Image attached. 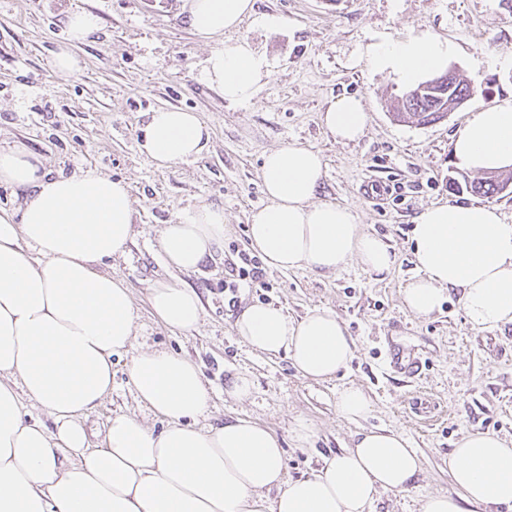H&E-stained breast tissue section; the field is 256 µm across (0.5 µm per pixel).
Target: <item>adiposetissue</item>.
Wrapping results in <instances>:
<instances>
[{"instance_id": "1", "label": "adipose tissue", "mask_w": 512, "mask_h": 512, "mask_svg": "<svg viewBox=\"0 0 512 512\" xmlns=\"http://www.w3.org/2000/svg\"><path fill=\"white\" fill-rule=\"evenodd\" d=\"M187 21L202 41H217L199 80L234 104L251 103L271 75V63L245 38L225 32L251 16L255 0H185ZM71 42L54 55L66 75L79 60L72 43L99 28L88 11L67 14ZM455 48L427 30L368 44L370 72L404 86L445 71ZM336 141L359 139L367 112L360 98H336L321 116ZM210 129L197 113L151 112L138 147L157 167L200 156ZM456 164L468 171L512 169V95L476 107L452 141ZM324 177L318 151L284 144L263 155L267 198L251 213L248 239L270 268L336 272L350 261L383 273L394 263L389 246L361 230L347 206L316 201ZM23 191L21 205L0 213V512H367L382 492L410 489L422 472L417 452L400 434L365 429L351 448L319 472L284 476L283 450L266 427L243 418L207 429L196 418L212 394L198 367L164 349L133 351L136 310L130 288L104 272L133 238L126 182L92 170L52 176L21 146L0 147V183ZM223 205L200 203L164 225L165 263L183 272L200 268L224 248ZM418 275L404 289L407 309L427 317L446 292L460 291L470 324L495 329L512 323V223L496 206L472 202L426 207L412 228ZM153 315L165 327L196 330L197 291L181 282L149 290ZM234 329L251 348L289 354L316 381L333 377L354 353L336 314L325 308L291 321L270 303L248 305ZM133 352L136 394L165 420L154 431L117 414L101 448L88 445L81 417L112 389V358ZM46 409V429L28 420L23 400ZM453 492L429 497L423 512H466L502 506L512 512V448L498 436L470 433L448 457Z\"/></svg>"}]
</instances>
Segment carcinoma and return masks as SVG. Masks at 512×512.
<instances>
[{"instance_id": "cac0c4a2", "label": "carcinoma", "mask_w": 512, "mask_h": 512, "mask_svg": "<svg viewBox=\"0 0 512 512\" xmlns=\"http://www.w3.org/2000/svg\"><path fill=\"white\" fill-rule=\"evenodd\" d=\"M481 93L479 89H472L465 79L455 74L450 84L426 86L419 83L417 86L405 92L398 101L397 112L394 113L395 120L417 125H425L435 122L447 116V111L455 108V94ZM507 185V181L501 179L497 173H486L483 177L469 179L462 177V180L449 184V189L460 192L466 190L475 195H488L501 191Z\"/></svg>"}]
</instances>
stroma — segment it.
I'll return each instance as SVG.
<instances>
[{"label":"stroma","instance_id":"1","mask_svg":"<svg viewBox=\"0 0 512 512\" xmlns=\"http://www.w3.org/2000/svg\"><path fill=\"white\" fill-rule=\"evenodd\" d=\"M183 4L0 0V146L27 147L54 174L90 169L128 184L134 238L104 270L132 292L139 315L135 349H165L198 365L214 392L199 426L237 416L261 424L279 440L285 474L293 479L350 447L358 430H394L417 450L422 473L409 490L380 494L371 512H422L430 495L453 492L448 456L464 435L494 434L512 445V324L473 328L455 293L428 318L414 316L403 302L415 273L411 229L418 215L433 204L473 199L448 188L459 173L453 138L475 105L512 94V0H256L254 15L224 35L228 42L247 38L271 62L270 81L244 105L227 103L199 82L211 47L188 26ZM75 10L98 16L100 30L75 47L79 70L62 75L54 54L69 42L63 20ZM421 30L451 41L457 49L451 65L486 93L417 126L394 121L402 87L370 73L358 57L373 37ZM343 94L361 97L368 114L363 136L348 143L334 141L320 121ZM159 107L196 112L210 127L209 147L199 158L160 169L140 153V129ZM286 143L321 153L318 200L349 207L364 231L389 243L395 263L382 275L354 262L335 274L267 268L262 286L228 298L231 266L251 251L249 216L265 202L262 155ZM202 201L224 207L223 252L194 272L168 267L158 250L163 225ZM164 280L197 290L203 308L197 331H170L152 315L148 289ZM257 301L280 305L294 320L317 307L332 310L354 341L352 359L332 378L315 381L300 375L286 354L253 350L234 323ZM394 353L419 361V376L383 375ZM130 362V354L113 356L112 390L82 418L90 447H101L117 412L157 431L163 427L138 402ZM236 375L251 381L249 398L227 394ZM352 385L372 402L369 416L357 421L337 409L340 392ZM300 421L313 430L306 445L294 438Z\"/></svg>","mask_w":512,"mask_h":512}]
</instances>
